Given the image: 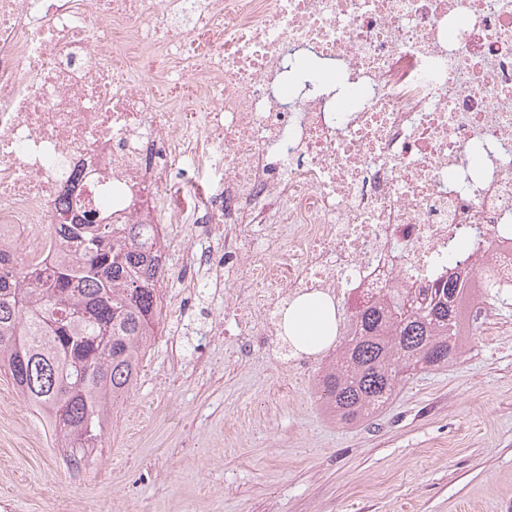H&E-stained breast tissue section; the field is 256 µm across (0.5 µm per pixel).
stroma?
<instances>
[{
	"label": "stroma",
	"mask_w": 512,
	"mask_h": 512,
	"mask_svg": "<svg viewBox=\"0 0 512 512\" xmlns=\"http://www.w3.org/2000/svg\"><path fill=\"white\" fill-rule=\"evenodd\" d=\"M245 285L168 287L165 329L79 471L0 377V512H512V305H485L457 360L341 425L320 401L324 353L293 379L236 358Z\"/></svg>",
	"instance_id": "1"
}]
</instances>
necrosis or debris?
Wrapping results in <instances>:
<instances>
[{"label":"necrosis or debris","instance_id":"1","mask_svg":"<svg viewBox=\"0 0 512 512\" xmlns=\"http://www.w3.org/2000/svg\"><path fill=\"white\" fill-rule=\"evenodd\" d=\"M88 211L230 226L157 286L243 269L240 353L287 370L300 295L352 307L449 258L511 288L512 0H0V241L51 267L53 225Z\"/></svg>","mask_w":512,"mask_h":512}]
</instances>
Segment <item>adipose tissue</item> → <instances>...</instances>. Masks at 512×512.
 I'll return each instance as SVG.
<instances>
[{
	"label": "adipose tissue",
	"instance_id": "adipose-tissue-1",
	"mask_svg": "<svg viewBox=\"0 0 512 512\" xmlns=\"http://www.w3.org/2000/svg\"><path fill=\"white\" fill-rule=\"evenodd\" d=\"M285 332L302 352H320L336 340V306L323 295L295 299L285 315Z\"/></svg>",
	"mask_w": 512,
	"mask_h": 512
}]
</instances>
